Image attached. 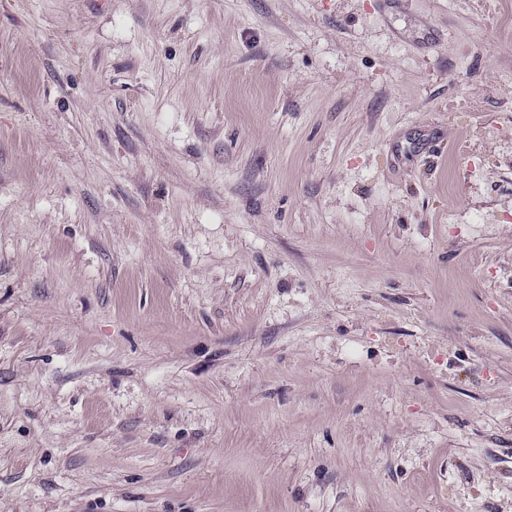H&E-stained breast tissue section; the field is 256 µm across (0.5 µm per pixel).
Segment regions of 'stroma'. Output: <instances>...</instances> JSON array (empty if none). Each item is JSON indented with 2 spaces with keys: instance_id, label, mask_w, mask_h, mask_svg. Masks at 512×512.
Here are the masks:
<instances>
[{
  "instance_id": "stroma-1",
  "label": "stroma",
  "mask_w": 512,
  "mask_h": 512,
  "mask_svg": "<svg viewBox=\"0 0 512 512\" xmlns=\"http://www.w3.org/2000/svg\"><path fill=\"white\" fill-rule=\"evenodd\" d=\"M0 512H512V0H0Z\"/></svg>"
}]
</instances>
